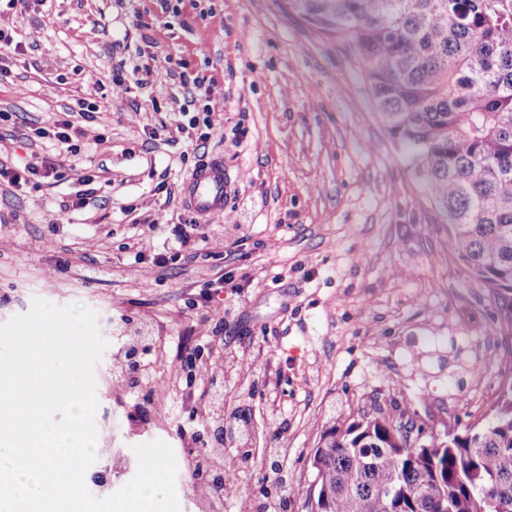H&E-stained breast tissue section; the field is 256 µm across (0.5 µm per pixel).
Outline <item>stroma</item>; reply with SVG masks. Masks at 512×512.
I'll list each match as a JSON object with an SVG mask.
<instances>
[{"instance_id":"stroma-1","label":"stroma","mask_w":512,"mask_h":512,"mask_svg":"<svg viewBox=\"0 0 512 512\" xmlns=\"http://www.w3.org/2000/svg\"><path fill=\"white\" fill-rule=\"evenodd\" d=\"M0 29L19 46L0 74V151L49 152L36 128L79 101L96 108L77 158L102 177L86 208H59L80 188L72 172L0 186V324L36 298L80 303L109 342L95 372L108 414L95 418L94 496L135 476L133 445L161 440L176 458L179 512H236L244 490L261 512H307L319 438L351 411L440 436L480 418L512 377L500 302L449 255L346 42L282 0H28L0 10ZM138 66L146 85L114 93L113 78ZM183 73L217 78L220 116L185 161L171 99ZM215 155L234 223L209 217V255L136 263L135 250L163 242L136 222L188 223L184 183ZM220 275L232 284L217 326L202 322L201 302ZM126 322L158 339L153 375L118 369ZM196 349L212 366L198 396L181 367ZM203 401L223 430L205 445L194 439ZM209 453L231 475L217 497L193 477Z\"/></svg>"}]
</instances>
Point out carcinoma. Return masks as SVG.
<instances>
[{"label":"carcinoma","mask_w":512,"mask_h":512,"mask_svg":"<svg viewBox=\"0 0 512 512\" xmlns=\"http://www.w3.org/2000/svg\"><path fill=\"white\" fill-rule=\"evenodd\" d=\"M365 68L382 122L448 226V253L512 327V0H285ZM126 370L145 337L126 335ZM308 512H498L512 506V379L488 413L419 447L360 413L322 434ZM203 487L224 486L210 458Z\"/></svg>","instance_id":"cac0c4a2"}]
</instances>
